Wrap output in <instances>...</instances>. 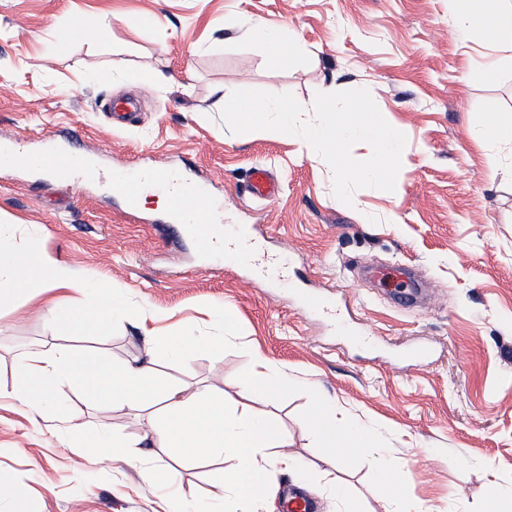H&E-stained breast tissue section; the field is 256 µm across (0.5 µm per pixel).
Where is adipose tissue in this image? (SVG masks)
Listing matches in <instances>:
<instances>
[{"label": "adipose tissue", "mask_w": 512, "mask_h": 512, "mask_svg": "<svg viewBox=\"0 0 512 512\" xmlns=\"http://www.w3.org/2000/svg\"><path fill=\"white\" fill-rule=\"evenodd\" d=\"M450 14L460 30L480 23L482 30L496 44L512 43V9H487L484 0H448ZM250 37L259 40L269 63L285 66L303 51L302 44L288 37L282 29L257 25ZM9 273L0 299L18 294H37L54 287L78 288V281L40 255L20 259L18 252L0 241V273ZM223 324L221 337L172 336L163 348L170 361H182L195 349H206L222 340L239 336L232 315L219 312ZM22 381L15 387L17 397L40 410L50 404L66 385L77 382L87 388L103 387L114 408L142 410L148 399H156L160 411L151 415L153 439L150 447L139 450V457L150 456L155 448H175L189 458L222 457L225 495L220 512H243L245 506H261L272 497L273 467L301 472L300 463L285 454L288 438L276 418L258 412L256 403L275 398L287 389L290 380L285 371L262 354H255L252 367L241 386L242 401L232 410L224 406V397L211 389H192L176 384L157 390L153 387L156 367L147 362L107 368L92 356L65 348L47 354L34 351L21 362ZM314 408L307 424L321 447L341 455L370 458L377 475L384 512H448L447 505L424 507L404 496L407 480L405 462L389 457L373 443L375 430L365 423H349L336 417L335 402L314 395Z\"/></svg>", "instance_id": "1"}]
</instances>
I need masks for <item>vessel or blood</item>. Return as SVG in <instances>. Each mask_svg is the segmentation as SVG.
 <instances>
[{"label": "vessel or blood", "instance_id": "obj_1", "mask_svg": "<svg viewBox=\"0 0 512 512\" xmlns=\"http://www.w3.org/2000/svg\"><path fill=\"white\" fill-rule=\"evenodd\" d=\"M7 162L20 171L33 168L52 174L56 180L81 181L88 184L100 176L99 170L88 168L72 134H65L63 144L50 145L40 152H31L24 137H17L7 151ZM118 191L129 208H136L139 197L148 190H158L168 198L167 214L174 224L191 223L197 248L207 253L239 252L252 265L258 283L282 282L287 278V268L281 258L262 254L249 227L242 226L231 238L217 241L208 234L209 224L215 223L219 214L204 189L184 181L173 170H153L146 173L127 172L117 175ZM249 193L257 199L276 195L279 182L266 167H254L249 175Z\"/></svg>", "mask_w": 512, "mask_h": 512}]
</instances>
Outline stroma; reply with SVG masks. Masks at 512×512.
Returning a JSON list of instances; mask_svg holds the SVG:
<instances>
[{
    "label": "stroma",
    "instance_id": "35a3bbf8",
    "mask_svg": "<svg viewBox=\"0 0 512 512\" xmlns=\"http://www.w3.org/2000/svg\"><path fill=\"white\" fill-rule=\"evenodd\" d=\"M78 14L86 29L57 50L58 30ZM257 23L294 33L305 58L269 65L246 35ZM490 54L481 27L461 39L448 0H0V143L22 134L37 151L73 128L81 153L106 169L199 176L222 230L252 227L287 256L292 278L261 290L247 267L202 270L189 236L158 234L167 216L155 196L130 215L106 181L58 182L0 161V236L86 285L0 302V386L18 382L26 352L69 347L108 365L153 356L163 381L209 387L230 407L258 352L295 380L268 409L307 476L272 472L277 488H303L317 512H336L334 480L365 512H383L369 459L332 466L316 447L306 424L315 391L380 428L383 447L409 466L406 496L480 512L495 486L512 483V146L477 136L492 113L512 112V60L474 75ZM155 71L163 81H146ZM322 85L368 89L406 136L394 191L358 189L343 204L330 167L298 140L224 129L220 95L288 92L309 104ZM121 96L142 111L115 128L102 103ZM259 164L283 181L269 201L245 190ZM111 287L133 314L108 335L51 314L58 303L96 309ZM306 293L340 306L349 334L307 308ZM220 309L237 322L234 343L179 364L149 352L152 336L219 335ZM62 400L61 412L40 414L0 396V483L26 490L0 500V512H162L161 497L179 491L204 505L219 494L221 459L157 450L162 489L143 483L142 462L93 447L108 415L131 439L149 436L146 412L84 388Z\"/></svg>",
    "mask_w": 512,
    "mask_h": 512
}]
</instances>
